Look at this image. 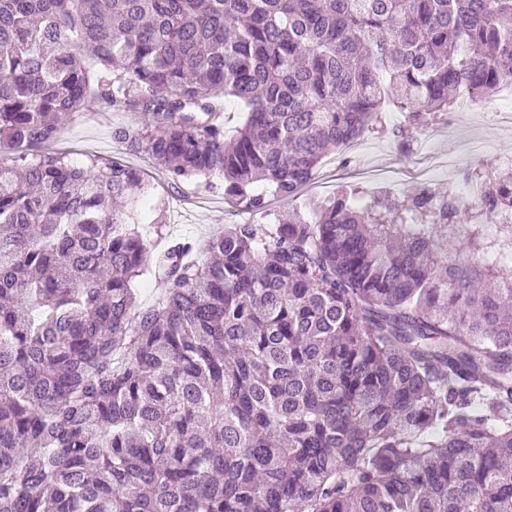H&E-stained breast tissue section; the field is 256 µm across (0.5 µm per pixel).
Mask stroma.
<instances>
[{"instance_id":"stroma-1","label":"stroma","mask_w":512,"mask_h":512,"mask_svg":"<svg viewBox=\"0 0 512 512\" xmlns=\"http://www.w3.org/2000/svg\"><path fill=\"white\" fill-rule=\"evenodd\" d=\"M456 105V110L448 112L439 123L418 129V140L411 143L409 150H402L391 137L367 133L345 154L328 155L297 200V207H305L312 198L333 197L339 190L352 186L385 191L401 198L415 185L426 182L439 191L462 195L465 187L462 174L445 165H428L418 152L419 139L438 142L455 151L482 142L484 151L475 159L479 165L494 162L500 154L512 155V132L498 130L488 119L491 109L511 108L512 99L498 94L473 98L463 91L458 94ZM143 123L144 118L138 112L99 108L81 112L62 126L54 148L73 161L84 160L88 155L113 157L150 174L147 197L163 204V233L154 239L156 249H164L184 236L202 246L225 225L263 223V215L225 200L223 190H205L193 180L177 185L169 183L150 155L128 151L125 144L115 139L116 128L135 129Z\"/></svg>"}]
</instances>
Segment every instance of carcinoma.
<instances>
[{
    "mask_svg": "<svg viewBox=\"0 0 512 512\" xmlns=\"http://www.w3.org/2000/svg\"><path fill=\"white\" fill-rule=\"evenodd\" d=\"M508 79L512 0H0V512H512V172L343 189L200 258L112 207L138 169L48 149L137 111L128 150L265 213Z\"/></svg>",
    "mask_w": 512,
    "mask_h": 512,
    "instance_id": "1",
    "label": "carcinoma"
}]
</instances>
